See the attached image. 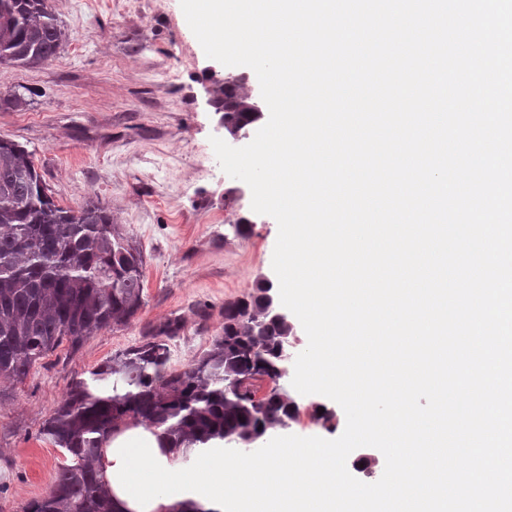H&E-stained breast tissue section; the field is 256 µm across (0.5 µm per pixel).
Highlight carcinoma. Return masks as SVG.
I'll return each mask as SVG.
<instances>
[{
	"instance_id": "obj_1",
	"label": "carcinoma",
	"mask_w": 512,
	"mask_h": 512,
	"mask_svg": "<svg viewBox=\"0 0 512 512\" xmlns=\"http://www.w3.org/2000/svg\"><path fill=\"white\" fill-rule=\"evenodd\" d=\"M64 37L49 0H0V64L42 65ZM212 96L228 128L254 126L245 83L216 82ZM144 277L142 250L103 206L56 204L33 154L0 139V378L21 384L63 342L76 349L102 330L128 326L144 305ZM266 288L224 303L223 333L183 371L168 367L169 341L182 331L174 318L74 379L40 430L71 463L24 512H112L94 461L124 423L154 429L187 460L212 440L255 446L270 429L297 421L300 406L278 389L257 402L250 396L261 378L281 379L282 341L293 332L272 317ZM98 385L110 395H94Z\"/></svg>"
}]
</instances>
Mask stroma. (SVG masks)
I'll return each mask as SVG.
<instances>
[{"instance_id":"stroma-1","label":"stroma","mask_w":512,"mask_h":512,"mask_svg":"<svg viewBox=\"0 0 512 512\" xmlns=\"http://www.w3.org/2000/svg\"><path fill=\"white\" fill-rule=\"evenodd\" d=\"M66 37L35 68L0 64V139L27 148L59 205L99 202L146 259L145 304L120 329L61 345L21 384L0 386V512H24L49 491L65 457L40 435L73 377L139 343L146 328L181 318L169 366H188L224 327V304L274 278L275 219L253 213L240 180L221 169L203 72L211 61L180 0H50ZM252 221L249 236L232 230Z\"/></svg>"}]
</instances>
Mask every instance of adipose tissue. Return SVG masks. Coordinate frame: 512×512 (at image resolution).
Masks as SVG:
<instances>
[{
    "label": "adipose tissue",
    "instance_id": "obj_1",
    "mask_svg": "<svg viewBox=\"0 0 512 512\" xmlns=\"http://www.w3.org/2000/svg\"><path fill=\"white\" fill-rule=\"evenodd\" d=\"M186 469L153 429H117L95 461L114 512H349L354 500L335 467V447L276 446L261 455L232 456L213 441Z\"/></svg>",
    "mask_w": 512,
    "mask_h": 512
}]
</instances>
